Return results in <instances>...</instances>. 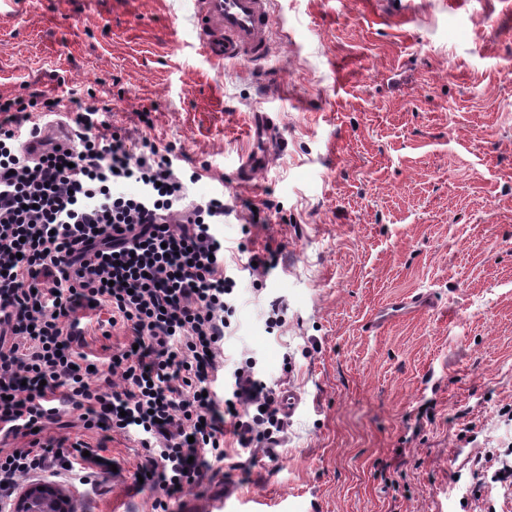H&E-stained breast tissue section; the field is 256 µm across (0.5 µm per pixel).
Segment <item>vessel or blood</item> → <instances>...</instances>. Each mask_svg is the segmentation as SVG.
I'll return each instance as SVG.
<instances>
[{
  "instance_id": "vessel-or-blood-1",
  "label": "vessel or blood",
  "mask_w": 512,
  "mask_h": 512,
  "mask_svg": "<svg viewBox=\"0 0 512 512\" xmlns=\"http://www.w3.org/2000/svg\"><path fill=\"white\" fill-rule=\"evenodd\" d=\"M197 38L213 61L242 59L260 63L269 55L273 17L270 0H193ZM72 135L66 122L47 123L38 136L25 138L24 148L40 150L47 141L66 143ZM252 150L239 160V171L252 177L266 167L279 149L268 114L255 117Z\"/></svg>"
}]
</instances>
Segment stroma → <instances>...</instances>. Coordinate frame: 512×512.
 <instances>
[{"instance_id":"35a3bbf8","label":"stroma","mask_w":512,"mask_h":512,"mask_svg":"<svg viewBox=\"0 0 512 512\" xmlns=\"http://www.w3.org/2000/svg\"><path fill=\"white\" fill-rule=\"evenodd\" d=\"M273 0L266 61L210 60L190 0H27L0 7V96L39 88L170 148L220 192L241 272L232 358L300 394L276 450H234L170 500L224 512H512V0ZM282 146L250 188L235 170L254 113ZM283 300L265 331L261 307ZM115 468L76 512H152L137 440L79 427Z\"/></svg>"}]
</instances>
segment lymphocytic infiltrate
Listing matches in <instances>:
<instances>
[{"label":"lymphocytic infiltrate","mask_w":512,"mask_h":512,"mask_svg":"<svg viewBox=\"0 0 512 512\" xmlns=\"http://www.w3.org/2000/svg\"><path fill=\"white\" fill-rule=\"evenodd\" d=\"M75 106L74 147L31 156L21 138L40 115L0 97V512L25 476L110 466L52 425L136 436L137 473L168 512L226 457L225 435L242 449L277 441L276 384L254 357L224 353L241 296L223 194L191 199L199 176L170 151L106 127L97 103ZM103 312L129 336L107 372L84 349Z\"/></svg>","instance_id":"obj_1"}]
</instances>
